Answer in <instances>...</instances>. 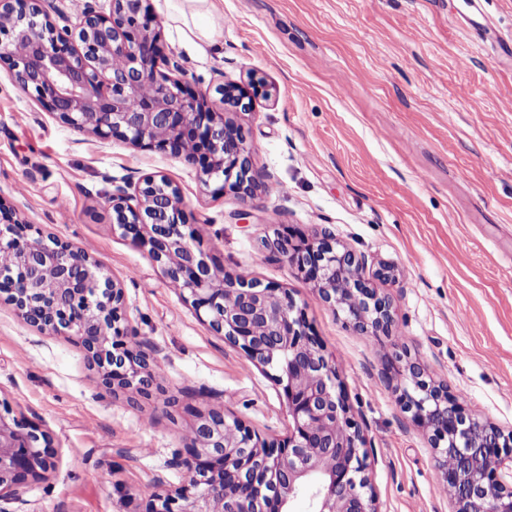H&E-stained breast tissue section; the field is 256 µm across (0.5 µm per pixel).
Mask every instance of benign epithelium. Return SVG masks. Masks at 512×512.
<instances>
[{
	"label": "benign epithelium",
	"instance_id": "benign-epithelium-1",
	"mask_svg": "<svg viewBox=\"0 0 512 512\" xmlns=\"http://www.w3.org/2000/svg\"><path fill=\"white\" fill-rule=\"evenodd\" d=\"M161 59L160 26L142 0H111L107 14L86 2L73 28L56 27L44 0H0L7 77L33 90L64 124L168 151L220 182L217 192L254 196L244 129L186 83L161 74ZM260 95L268 90L258 81L224 85L220 102L246 111ZM109 203L112 224L148 248L197 316L278 372L290 418L288 434L268 440L221 408L196 412L187 445L168 460L185 482L167 489L154 481L147 512H292L302 495L311 512H377L363 437L305 308L286 288L222 274L194 245L184 200L168 179L116 185ZM269 246L355 330L393 335L392 300L365 277L364 257L327 234L310 240L288 230ZM3 252L16 262L0 264V301L27 324L81 347L105 390L148 394L153 362L126 320L120 282L99 261L0 206ZM401 375L408 384L400 402L430 432L455 512H512V435L466 412L446 385L426 380L419 361H405ZM57 457L51 437L35 423L0 413V503L23 501L31 482L56 470Z\"/></svg>",
	"mask_w": 512,
	"mask_h": 512
}]
</instances>
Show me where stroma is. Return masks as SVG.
<instances>
[{"mask_svg": "<svg viewBox=\"0 0 512 512\" xmlns=\"http://www.w3.org/2000/svg\"><path fill=\"white\" fill-rule=\"evenodd\" d=\"M184 0H143L175 77L210 107L225 84L268 96L233 116L254 151L253 198L217 194L170 153L62 124L0 70V202L99 259L155 360L149 395L108 393L85 352L0 304V405L58 450L55 474L10 512H143L190 434V409L224 408L264 438L288 416L271 368L213 333L147 249L115 231L113 185L167 177L224 274L287 288L332 359L364 438L378 512H451L429 434L399 402L396 358L423 363L482 421L512 431V61L470 24L467 0H195L214 25L187 40ZM330 232L393 299L394 335L356 331L269 247Z\"/></svg>", "mask_w": 512, "mask_h": 512, "instance_id": "obj_1", "label": "stroma"}]
</instances>
